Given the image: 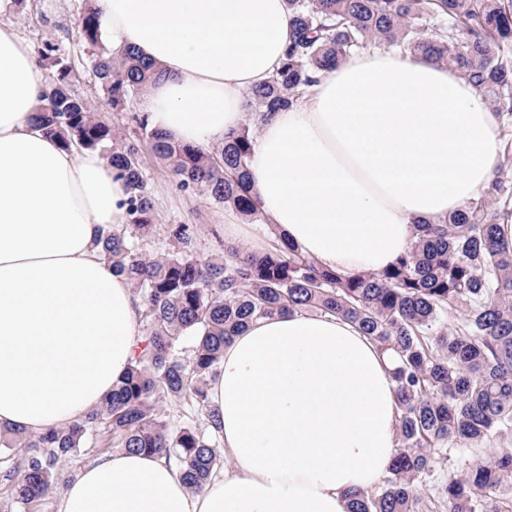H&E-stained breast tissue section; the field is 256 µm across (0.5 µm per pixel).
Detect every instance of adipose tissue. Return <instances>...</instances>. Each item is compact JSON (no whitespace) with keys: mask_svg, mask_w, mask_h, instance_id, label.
<instances>
[{"mask_svg":"<svg viewBox=\"0 0 512 512\" xmlns=\"http://www.w3.org/2000/svg\"><path fill=\"white\" fill-rule=\"evenodd\" d=\"M113 54L159 66L153 128L206 146L244 121V94L283 59L285 0H97ZM44 68L0 21V431L39 432L96 408L141 340L139 300L99 242L128 193L99 152L36 124ZM498 114L455 69L371 50L259 124L261 210L319 265L378 272L498 173ZM390 361L349 322L287 313L224 347L208 394L231 465L192 493L158 455L116 450L81 469L59 512H348L398 450Z\"/></svg>","mask_w":512,"mask_h":512,"instance_id":"adipose-tissue-1","label":"adipose tissue"}]
</instances>
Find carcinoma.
<instances>
[{"mask_svg": "<svg viewBox=\"0 0 512 512\" xmlns=\"http://www.w3.org/2000/svg\"><path fill=\"white\" fill-rule=\"evenodd\" d=\"M292 15L283 62L251 89L245 110L297 105L325 71L350 54L382 46L456 69L495 95L503 130L512 125V6L504 0H286ZM78 38L95 86L112 109L150 88L159 74L128 48L116 57L102 39L100 14L80 6ZM50 70L35 118L62 146L99 152L129 191L128 224L109 231L100 252L140 300L142 341L100 407L62 427L4 440L0 492L17 512L70 481L63 466L89 444L163 455L201 491L224 466L220 435L172 412L187 406L215 422L208 381L224 344L245 325L286 312L351 322L393 356L401 411L398 452L382 481L351 495L349 512H429L420 490L453 452L499 441V448L437 488L447 512H512V248L499 220L512 217V138L503 135L499 173L485 195L438 224L415 223L416 240L380 272L357 276L319 266L282 241L263 252L226 248L194 255L185 224L158 228L139 147L72 93L68 57L47 46ZM153 158L184 190L217 207L264 220L248 176L253 138L243 128L218 145L172 142L145 114L134 116ZM165 249L151 256L158 238ZM461 314L448 323V311Z\"/></svg>", "mask_w": 512, "mask_h": 512, "instance_id": "carcinoma-1", "label": "carcinoma"}]
</instances>
